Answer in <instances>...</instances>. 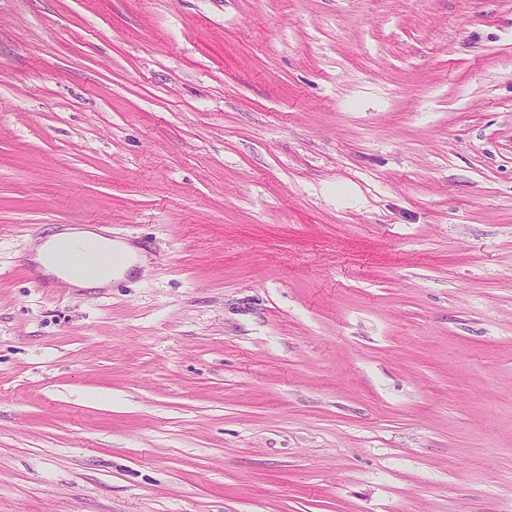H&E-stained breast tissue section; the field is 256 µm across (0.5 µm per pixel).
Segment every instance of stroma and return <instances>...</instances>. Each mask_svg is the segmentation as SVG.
Here are the masks:
<instances>
[{
  "label": "stroma",
  "instance_id": "stroma-1",
  "mask_svg": "<svg viewBox=\"0 0 512 512\" xmlns=\"http://www.w3.org/2000/svg\"><path fill=\"white\" fill-rule=\"evenodd\" d=\"M0 512H512V0H0ZM60 240H66L71 243V246L79 248L81 251L78 255L83 258V261L69 267L59 265L54 251ZM112 248H123L127 252H132L131 248L114 243L112 238L95 230L70 229L36 244L33 248V259L38 273L55 278L65 288H100L112 281L113 277L124 275L132 267V263H127L112 271V266L104 264L92 275L81 271L95 264L97 255L112 252Z\"/></svg>",
  "mask_w": 512,
  "mask_h": 512
}]
</instances>
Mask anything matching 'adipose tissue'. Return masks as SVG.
Wrapping results in <instances>:
<instances>
[{
    "label": "adipose tissue",
    "mask_w": 512,
    "mask_h": 512,
    "mask_svg": "<svg viewBox=\"0 0 512 512\" xmlns=\"http://www.w3.org/2000/svg\"><path fill=\"white\" fill-rule=\"evenodd\" d=\"M66 240L79 248L80 263L64 267L57 263L54 255L59 240ZM112 239L89 229H70L51 236L33 248L38 273L55 278L67 288H99L108 284L113 276L124 275V268H111L110 265H97L96 257L111 252Z\"/></svg>",
    "instance_id": "1"
}]
</instances>
